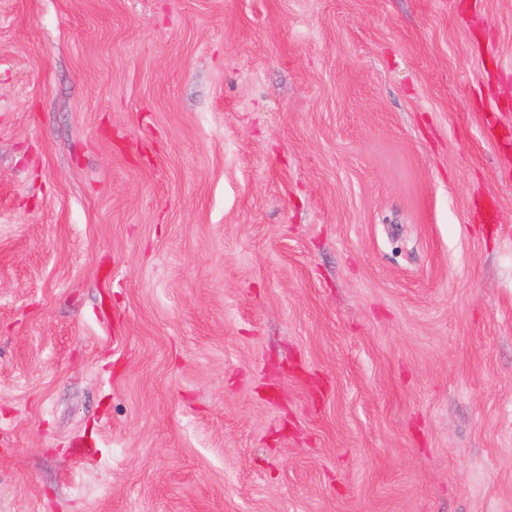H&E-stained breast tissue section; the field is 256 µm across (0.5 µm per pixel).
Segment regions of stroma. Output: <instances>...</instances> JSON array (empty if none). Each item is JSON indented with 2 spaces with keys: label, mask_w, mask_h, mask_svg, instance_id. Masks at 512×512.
<instances>
[{
  "label": "stroma",
  "mask_w": 512,
  "mask_h": 512,
  "mask_svg": "<svg viewBox=\"0 0 512 512\" xmlns=\"http://www.w3.org/2000/svg\"><path fill=\"white\" fill-rule=\"evenodd\" d=\"M0 512H512V0H0Z\"/></svg>",
  "instance_id": "1"
}]
</instances>
